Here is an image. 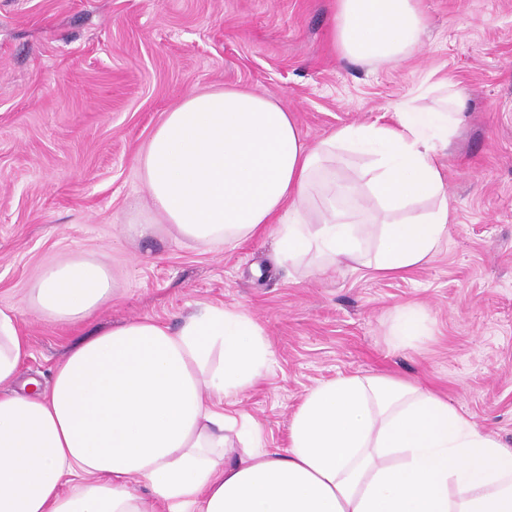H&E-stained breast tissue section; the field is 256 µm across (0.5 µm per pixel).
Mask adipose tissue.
<instances>
[{
	"label": "adipose tissue",
	"mask_w": 512,
	"mask_h": 512,
	"mask_svg": "<svg viewBox=\"0 0 512 512\" xmlns=\"http://www.w3.org/2000/svg\"><path fill=\"white\" fill-rule=\"evenodd\" d=\"M425 27L421 0H332L343 58L399 62ZM452 100L450 112L407 102L392 121L341 127L314 148L267 94L188 93L139 155L150 203L122 217V232L139 241L166 224L180 241L215 246L275 224L286 261L316 251L402 273L428 261L448 228L438 152L463 121L467 90ZM339 150L373 158L370 257L336 208L353 188L319 175ZM114 287L103 264L76 254L45 270L29 300L77 323ZM29 350L0 310V512H512V448L399 378L318 385L287 448H261L247 416L224 410L271 356L246 313L201 303L175 329L145 318L98 330L68 350L45 391L18 380Z\"/></svg>",
	"instance_id": "ef3b65f1"
}]
</instances>
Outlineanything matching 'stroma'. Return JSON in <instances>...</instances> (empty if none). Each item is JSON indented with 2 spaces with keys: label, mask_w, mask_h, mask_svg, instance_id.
<instances>
[{
  "label": "stroma",
  "mask_w": 512,
  "mask_h": 512,
  "mask_svg": "<svg viewBox=\"0 0 512 512\" xmlns=\"http://www.w3.org/2000/svg\"><path fill=\"white\" fill-rule=\"evenodd\" d=\"M422 48L396 65L335 55L331 0H0V308L48 385L96 330L149 317L178 326L206 302L248 313L273 358L224 408L261 447L288 444L304 396L340 376L390 374L435 392L512 448V0H423ZM469 93L441 156L450 222L438 251L398 276L366 266L280 261L277 225L217 247L171 234L131 242L117 218L144 208L138 156L191 90L249 88L277 99L309 144L384 123L406 101ZM74 254L119 290L76 325L27 303L30 284ZM424 335L397 342L398 312Z\"/></svg>",
  "instance_id": "1"
}]
</instances>
